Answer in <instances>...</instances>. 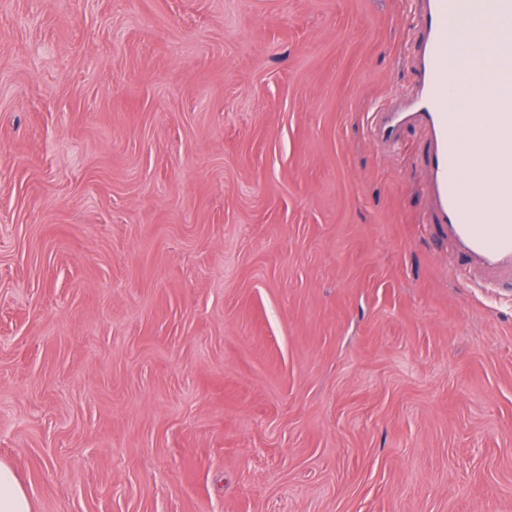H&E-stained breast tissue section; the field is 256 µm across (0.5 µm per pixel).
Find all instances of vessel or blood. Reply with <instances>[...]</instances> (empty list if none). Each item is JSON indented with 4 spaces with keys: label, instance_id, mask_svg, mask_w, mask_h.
Instances as JSON below:
<instances>
[{
    "label": "vessel or blood",
    "instance_id": "vessel-or-blood-1",
    "mask_svg": "<svg viewBox=\"0 0 512 512\" xmlns=\"http://www.w3.org/2000/svg\"><path fill=\"white\" fill-rule=\"evenodd\" d=\"M485 15L501 20L490 55L477 34L459 27ZM409 35L416 43V88L399 108L379 106L371 112L370 136L390 149L407 126L424 129L429 222L448 229L458 252L512 279V0H425ZM464 97L492 101L494 109L457 111ZM481 149L501 154L489 179L472 164ZM475 189L489 194V223L480 221L471 203Z\"/></svg>",
    "mask_w": 512,
    "mask_h": 512
}]
</instances>
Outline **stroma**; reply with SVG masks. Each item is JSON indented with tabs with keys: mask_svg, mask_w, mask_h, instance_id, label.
Instances as JSON below:
<instances>
[{
	"mask_svg": "<svg viewBox=\"0 0 512 512\" xmlns=\"http://www.w3.org/2000/svg\"><path fill=\"white\" fill-rule=\"evenodd\" d=\"M416 0H0V459L34 512H512V287L381 151Z\"/></svg>",
	"mask_w": 512,
	"mask_h": 512,
	"instance_id": "1",
	"label": "stroma"
}]
</instances>
